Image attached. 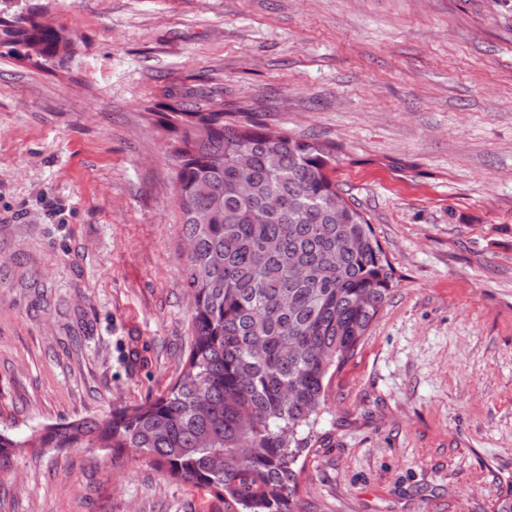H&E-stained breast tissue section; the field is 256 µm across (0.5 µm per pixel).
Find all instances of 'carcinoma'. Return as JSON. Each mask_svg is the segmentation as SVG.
I'll use <instances>...</instances> for the list:
<instances>
[{
	"label": "carcinoma",
	"instance_id": "carcinoma-1",
	"mask_svg": "<svg viewBox=\"0 0 512 512\" xmlns=\"http://www.w3.org/2000/svg\"><path fill=\"white\" fill-rule=\"evenodd\" d=\"M30 0H0V57L43 65L76 53ZM174 134L175 196L188 246L190 344L157 397L49 425L14 449L110 448L224 499L225 512H297L294 466L326 382L356 352L394 287L372 225L333 177L336 147L271 135L224 100L188 93L157 113ZM250 184L243 197L240 177Z\"/></svg>",
	"mask_w": 512,
	"mask_h": 512
}]
</instances>
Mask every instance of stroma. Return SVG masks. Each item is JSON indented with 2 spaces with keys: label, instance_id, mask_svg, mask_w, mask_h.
<instances>
[{
  "label": "stroma",
  "instance_id": "35a3bbf8",
  "mask_svg": "<svg viewBox=\"0 0 512 512\" xmlns=\"http://www.w3.org/2000/svg\"><path fill=\"white\" fill-rule=\"evenodd\" d=\"M0 58V430L155 397L189 346L162 103L336 147L395 269L297 462L300 512H491L512 482V0H40ZM0 512H224L106 448L16 452ZM29 0H0V57L16 61L34 60L43 65L63 61L76 53L77 43L63 26L47 27L36 20V4ZM39 46L30 56L27 48Z\"/></svg>",
  "mask_w": 512,
  "mask_h": 512
}]
</instances>
